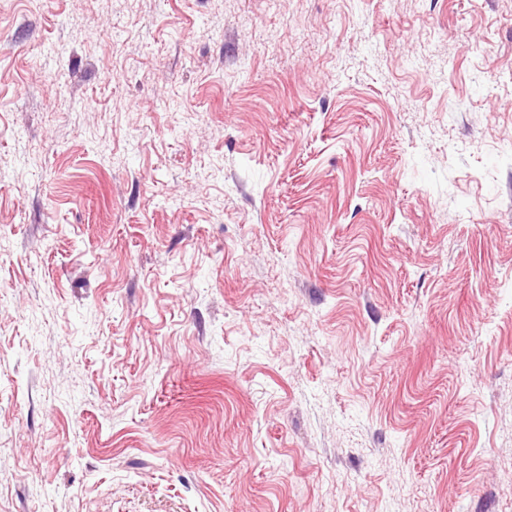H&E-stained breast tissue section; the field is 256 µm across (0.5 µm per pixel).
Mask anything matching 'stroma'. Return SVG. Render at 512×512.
Masks as SVG:
<instances>
[{"label": "stroma", "instance_id": "1", "mask_svg": "<svg viewBox=\"0 0 512 512\" xmlns=\"http://www.w3.org/2000/svg\"><path fill=\"white\" fill-rule=\"evenodd\" d=\"M0 512H512V0H0Z\"/></svg>", "mask_w": 512, "mask_h": 512}]
</instances>
